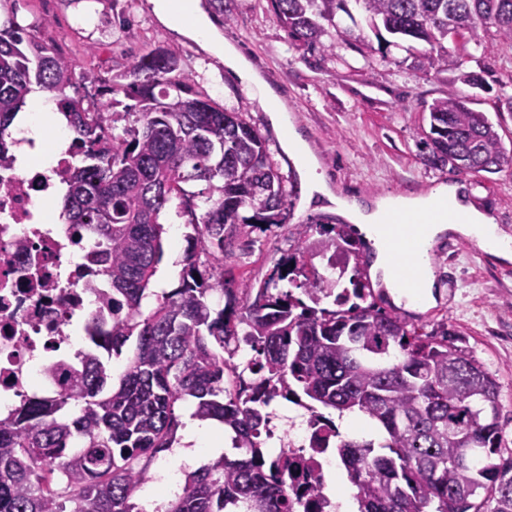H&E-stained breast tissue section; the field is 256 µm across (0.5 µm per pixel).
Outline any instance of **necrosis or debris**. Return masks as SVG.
I'll return each mask as SVG.
<instances>
[{"instance_id":"4bbe7bcc","label":"necrosis or debris","mask_w":512,"mask_h":512,"mask_svg":"<svg viewBox=\"0 0 512 512\" xmlns=\"http://www.w3.org/2000/svg\"><path fill=\"white\" fill-rule=\"evenodd\" d=\"M77 157L71 145L50 173L14 167L0 174L1 419L26 401L59 392L64 366L76 363L79 330L92 318L111 317L103 286L80 261L98 241L95 229L77 236L35 219L40 197L63 186ZM268 429L279 441L277 458L288 461L301 490L297 512H328L330 498L313 496L306 486L333 466L329 452L307 455L311 428L272 421Z\"/></svg>"}]
</instances>
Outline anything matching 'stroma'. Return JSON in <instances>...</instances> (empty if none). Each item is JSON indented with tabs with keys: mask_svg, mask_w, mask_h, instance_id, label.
I'll return each mask as SVG.
<instances>
[{
	"mask_svg": "<svg viewBox=\"0 0 512 512\" xmlns=\"http://www.w3.org/2000/svg\"><path fill=\"white\" fill-rule=\"evenodd\" d=\"M16 15L37 30L79 68L108 79L137 55L164 47L176 52L181 72L196 91L217 105L242 112L267 142L281 176L292 169L279 127L271 126L254 90L224 65L223 57L176 29L162 24L152 0H18ZM221 37L234 44L263 73L319 161L318 172L341 195L374 198L386 194H426L442 184H466L471 201L512 235V163L496 173L463 174L427 164L429 106L448 93L449 75L423 66L424 44L412 52L391 49L388 57L357 51L336 42L327 51L294 44L270 9L268 0H224ZM461 70L483 72L487 90L460 85L475 97L474 107L496 124L506 151L512 152V46L495 32L480 45L450 46ZM285 224L237 241L224 262L236 280L267 281L277 263L294 249L299 224H323L327 213L305 205L303 184ZM191 232L171 224L163 236L158 271H171L177 287ZM452 256L435 245L430 265L437 301L409 308L385 295L379 305L404 316L421 332H460L469 349L499 385L500 423L512 448V262L485 251L476 240L455 237Z\"/></svg>",
	"mask_w": 512,
	"mask_h": 512,
	"instance_id": "35a3bbf8",
	"label": "stroma"
}]
</instances>
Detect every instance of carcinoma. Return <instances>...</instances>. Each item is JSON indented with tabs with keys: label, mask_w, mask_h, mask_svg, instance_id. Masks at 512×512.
<instances>
[{
	"label": "carcinoma",
	"mask_w": 512,
	"mask_h": 512,
	"mask_svg": "<svg viewBox=\"0 0 512 512\" xmlns=\"http://www.w3.org/2000/svg\"><path fill=\"white\" fill-rule=\"evenodd\" d=\"M288 38L326 50L354 48L366 31L392 45L427 44L422 63L452 70L448 40L478 44L494 28L512 45V0H270ZM358 13H353L350 4ZM347 17L350 24L342 25ZM486 87L461 72L430 107L425 161L461 173H496L509 161L499 132L454 83ZM98 85L88 97L77 92ZM51 94L75 134L81 158L62 196L65 223L99 236L88 252L106 281L112 327L87 331L64 390L0 420V512H135L151 466L176 440V404L232 432L242 456L222 455L184 472L182 491L162 512H294L288 472L269 474L261 440L271 392L281 389L325 423L332 450L357 489V512H512V450L502 447L499 389L461 345L460 333L422 334L372 300L367 274L354 265L349 286L312 270L303 283L311 304L279 282L303 272L311 226L296 232L295 253L277 278L256 287L224 270V256L258 225L286 220L285 189L265 138L240 112L196 92L174 51L136 56L112 80L76 72L73 61L22 28L0 26V168L14 158L11 126L28 96ZM134 117L123 135L114 124ZM204 184L190 191V184ZM192 225L178 287L147 314L142 301L162 257L169 211ZM322 255L359 260L361 237L340 222L320 231ZM220 294L225 305H211ZM333 298L334 308L321 306ZM135 352L117 387L106 388L112 357L130 339ZM253 350L234 362L239 342ZM358 413L384 442L345 437L328 414Z\"/></svg>",
	"instance_id": "carcinoma-1"
}]
</instances>
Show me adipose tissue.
<instances>
[{"mask_svg":"<svg viewBox=\"0 0 512 512\" xmlns=\"http://www.w3.org/2000/svg\"><path fill=\"white\" fill-rule=\"evenodd\" d=\"M153 3L154 12L163 24L180 29L189 37L220 52L225 66L259 95L271 123L281 124L286 116V108L279 96L249 58L234 45L219 39L199 0H153ZM55 124L56 117L45 95L33 94L26 115L16 130L17 138L24 141L17 154L19 168L33 165L48 168L53 165L57 152L67 146L62 137L57 138L54 145H47V136ZM282 145L285 151L300 157L301 173L310 194L319 195L335 204L339 211L348 216L355 229L366 240L372 241L374 255L371 270L381 275L395 300L403 299L414 306L434 302L435 280L428 267V252L433 242L445 235L477 239L490 253L505 260L512 259V237L502 231L491 217L469 202L461 185H444L428 195L385 196L364 204L332 191L318 174V161L296 128L288 129ZM392 215L422 222L418 233L406 239L407 247L413 250L418 263L424 268L417 287L411 290L403 285L396 272L389 239L383 231L385 221Z\"/></svg>","mask_w":512,"mask_h":512,"instance_id":"obj_1","label":"adipose tissue"}]
</instances>
